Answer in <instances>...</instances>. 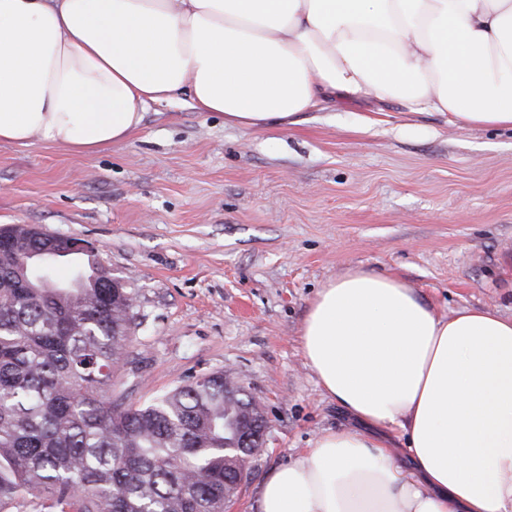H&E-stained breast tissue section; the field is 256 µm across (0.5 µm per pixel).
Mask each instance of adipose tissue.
<instances>
[{
  "mask_svg": "<svg viewBox=\"0 0 512 512\" xmlns=\"http://www.w3.org/2000/svg\"><path fill=\"white\" fill-rule=\"evenodd\" d=\"M184 92L242 129L339 97L512 129V0H0V144L91 154ZM299 338L359 424L274 469L256 512H512V317L353 270Z\"/></svg>",
  "mask_w": 512,
  "mask_h": 512,
  "instance_id": "1",
  "label": "adipose tissue"
}]
</instances>
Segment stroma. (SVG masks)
<instances>
[{
  "mask_svg": "<svg viewBox=\"0 0 512 512\" xmlns=\"http://www.w3.org/2000/svg\"><path fill=\"white\" fill-rule=\"evenodd\" d=\"M15 224L91 241L127 278L126 402L217 372L251 394L265 447L226 512H254L274 467L355 423L299 343L327 282L361 268L443 315L512 316V131L372 99L247 130L183 98L91 155L0 144V228Z\"/></svg>",
  "mask_w": 512,
  "mask_h": 512,
  "instance_id": "35a3bbf8",
  "label": "stroma"
}]
</instances>
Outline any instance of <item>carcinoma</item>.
<instances>
[{"label": "carcinoma", "instance_id": "obj_1", "mask_svg": "<svg viewBox=\"0 0 512 512\" xmlns=\"http://www.w3.org/2000/svg\"><path fill=\"white\" fill-rule=\"evenodd\" d=\"M69 250L27 225L0 233V512L27 495L36 512H224L258 404L222 372L115 398L134 294L90 253L74 286L43 287L36 264Z\"/></svg>", "mask_w": 512, "mask_h": 512}]
</instances>
